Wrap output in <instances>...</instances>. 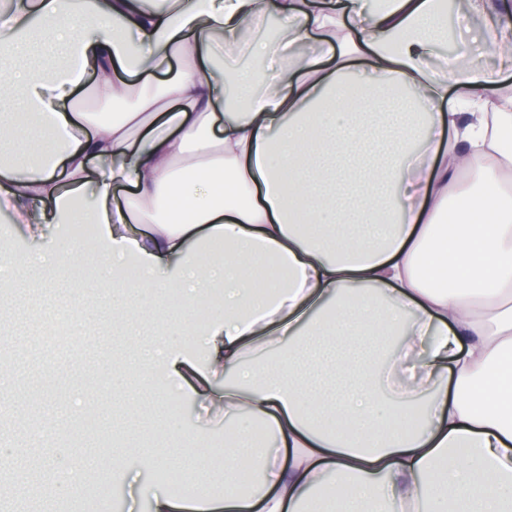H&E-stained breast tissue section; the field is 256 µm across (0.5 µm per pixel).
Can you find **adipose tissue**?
<instances>
[{
    "instance_id": "ef3b65f1",
    "label": "adipose tissue",
    "mask_w": 512,
    "mask_h": 512,
    "mask_svg": "<svg viewBox=\"0 0 512 512\" xmlns=\"http://www.w3.org/2000/svg\"><path fill=\"white\" fill-rule=\"evenodd\" d=\"M89 2V20L60 0L0 11L1 47L65 57L0 68V99L20 101L0 114V209L33 241L96 224L113 291L194 318L175 349L113 307L141 382L166 392L195 368L197 407L236 424L198 458L223 490L131 495L151 512H512V94L438 64L442 0ZM463 12L511 64L504 10ZM270 13L276 42H244ZM221 44L253 67L218 66ZM91 94L125 109L104 118ZM266 257L286 271L274 294Z\"/></svg>"
}]
</instances>
